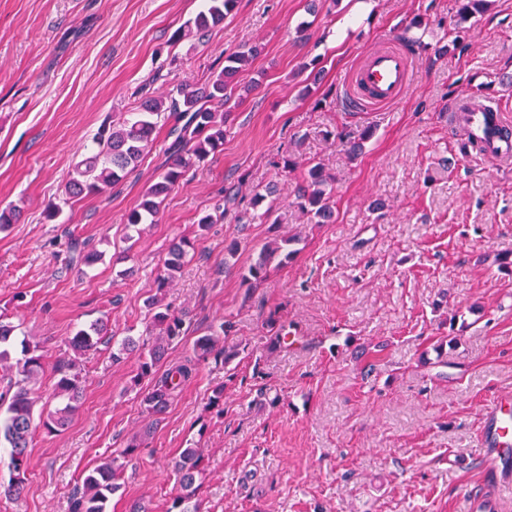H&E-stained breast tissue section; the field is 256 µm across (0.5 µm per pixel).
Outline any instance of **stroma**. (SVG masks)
Returning a JSON list of instances; mask_svg holds the SVG:
<instances>
[{
  "mask_svg": "<svg viewBox=\"0 0 512 512\" xmlns=\"http://www.w3.org/2000/svg\"><path fill=\"white\" fill-rule=\"evenodd\" d=\"M237 0L203 38L177 40L202 0H0V209L20 217L0 231V316L40 344L37 409L55 410V364L74 357L77 329L107 319L113 342L77 358L84 392L63 431L36 430L20 499L0 512H71L85 470L121 468L107 512H167L179 493L182 449L203 450L202 512H470L481 489L482 406L512 392V169L460 154L448 92L479 94L512 112V0L466 34L451 31L455 0ZM444 24L442 42L412 55L397 102L352 113L341 80L361 55L412 18ZM258 55L226 105L224 148L190 168L157 223L132 234L128 212L159 173L169 142L121 185L77 201L63 187L103 123L137 111L142 94L203 83L242 45ZM374 131L349 159L343 126ZM333 178L336 221L315 225L295 202L302 170ZM276 185L275 225L247 223L254 194ZM232 188L238 206L205 232ZM57 204L61 213L47 222ZM196 237L197 254L170 288L155 278L169 246ZM297 238L295 254L261 286L244 284L257 244ZM96 251L76 264L73 246ZM187 311L191 353L210 325L232 323L239 354L207 361L163 412L147 415L136 356L113 360L126 337L152 343L148 303ZM291 325L275 348L269 316ZM223 387L221 407L211 400ZM134 455L120 457L128 443Z\"/></svg>",
  "mask_w": 512,
  "mask_h": 512,
  "instance_id": "35a3bbf8",
  "label": "stroma"
}]
</instances>
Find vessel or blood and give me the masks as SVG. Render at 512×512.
Instances as JSON below:
<instances>
[{"instance_id": "vessel-or-blood-1", "label": "vessel or blood", "mask_w": 512, "mask_h": 512, "mask_svg": "<svg viewBox=\"0 0 512 512\" xmlns=\"http://www.w3.org/2000/svg\"><path fill=\"white\" fill-rule=\"evenodd\" d=\"M412 79L411 54L398 39L365 51L347 73L345 89L351 108L364 112L399 100ZM449 121L461 139L478 142L481 154L498 167L512 166V114L495 101L464 96L448 107ZM485 484L500 502H512V394L502 393L483 409L480 435Z\"/></svg>"}]
</instances>
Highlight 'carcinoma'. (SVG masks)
<instances>
[{
    "label": "carcinoma",
    "mask_w": 512,
    "mask_h": 512,
    "mask_svg": "<svg viewBox=\"0 0 512 512\" xmlns=\"http://www.w3.org/2000/svg\"><path fill=\"white\" fill-rule=\"evenodd\" d=\"M206 8L193 20L185 24L178 36H199L224 23V18L232 12L237 0H206ZM455 27L457 32L466 30V24L484 13L490 7V0H456ZM257 49L242 48L224 57V67L211 73L199 86L182 84L176 93L166 96H146L139 105V112L133 119L119 124L103 125L95 137L96 151L79 161L65 185L66 199L101 193L127 179L141 161L156 138L158 119L170 123L168 136L173 138L169 147L163 172L144 190L138 206L128 213L127 225L140 231L142 224L157 221L162 203L176 187L188 168L205 162L209 156L224 146V124L228 113L221 111L237 88L250 93L247 86L240 85V77L251 67ZM372 131L364 129L357 135L339 134L338 139L352 159L362 154L365 143ZM328 177L322 167L314 164L308 167L296 186V199L302 211L313 224H331L335 221V211L330 205ZM297 238H274L268 241L257 253V258L241 269L240 277L250 287L260 286L271 271L279 268L292 254V246ZM195 251V243L182 238L172 243L163 269L157 277V289L167 287L179 273ZM152 329L158 331L155 341L142 347L128 337L119 346L121 354H138V368L132 383L138 385L149 379V388L144 400L150 413L162 412L182 388L193 378L196 366L210 356H221L229 360L238 354L237 346H218L219 337L227 338L231 325L220 322L211 332L197 338L192 346L193 357L173 364H165L169 346L183 340L187 312L175 311L162 303V299H151ZM268 327L276 330L273 343L288 347L285 323L274 318L267 320ZM14 326L0 319V363L11 359L12 333ZM109 335L106 322L95 320L78 329L67 340L71 350L77 354L97 348ZM44 372L43 355L40 346L26 347L21 366V379L10 384L13 393L9 398L6 416L0 421V438L10 445L9 468L13 473L4 493L20 497L24 491L23 475L27 472L30 447L36 426L54 433L64 429L79 408L83 397V380L77 361H62L56 368L58 380L55 394L63 396L66 404L62 408L47 413L35 414L34 400L30 385L37 382ZM203 454L198 448H185L175 462L179 476L180 493L172 502L177 512H200L196 502L200 484ZM119 472L115 459L93 467L85 475L79 491L74 493L72 512H106V504L112 493L119 487Z\"/></svg>",
    "instance_id": "cac0c4a2"
}]
</instances>
